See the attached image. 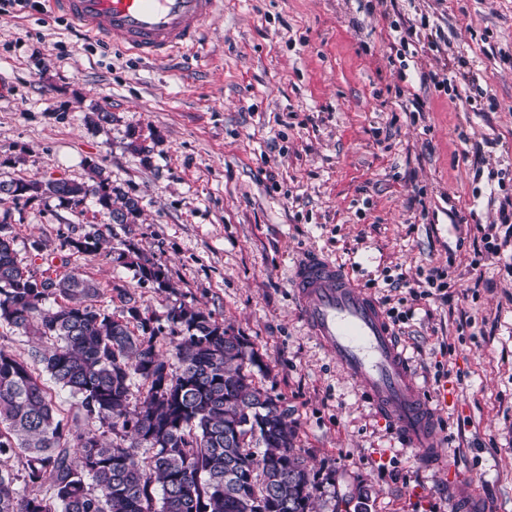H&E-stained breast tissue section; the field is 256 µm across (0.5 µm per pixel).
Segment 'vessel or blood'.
Segmentation results:
<instances>
[{"mask_svg":"<svg viewBox=\"0 0 512 512\" xmlns=\"http://www.w3.org/2000/svg\"><path fill=\"white\" fill-rule=\"evenodd\" d=\"M58 12L88 36L158 60L195 49L220 0H53ZM311 336L363 387L380 418L436 461L437 420L448 396L440 389L423 399L396 331L378 301L349 269L311 250L295 262L288 280Z\"/></svg>","mask_w":512,"mask_h":512,"instance_id":"obj_1","label":"vessel or blood"}]
</instances>
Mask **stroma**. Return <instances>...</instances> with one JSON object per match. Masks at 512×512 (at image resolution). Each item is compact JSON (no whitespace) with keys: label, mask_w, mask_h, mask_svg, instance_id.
I'll use <instances>...</instances> for the list:
<instances>
[{"label":"stroma","mask_w":512,"mask_h":512,"mask_svg":"<svg viewBox=\"0 0 512 512\" xmlns=\"http://www.w3.org/2000/svg\"><path fill=\"white\" fill-rule=\"evenodd\" d=\"M416 25L414 54L388 31ZM439 42L447 53L430 50ZM512 0H223L198 48L148 62L85 35L53 11L0 13V180L88 181L89 164L138 199V223H109L94 198L0 204L19 260L76 274L120 313L186 303L211 312L260 356L256 386L296 426L295 448L333 472L341 512H452L480 496L512 512V274L470 266L474 196L512 198ZM463 61L471 101L413 84L420 112L395 98L405 67ZM498 107L488 111L489 99ZM109 121H98L100 112ZM474 151L478 163L463 157ZM126 240L162 265L163 292L105 252L69 240ZM349 268L384 308L410 311L398 337L426 391L448 384L439 420L448 465L424 469L362 388L307 334L287 286L302 254ZM437 267L447 296L410 299ZM407 282L391 289L387 275Z\"/></svg>","instance_id":"35a3bbf8"}]
</instances>
